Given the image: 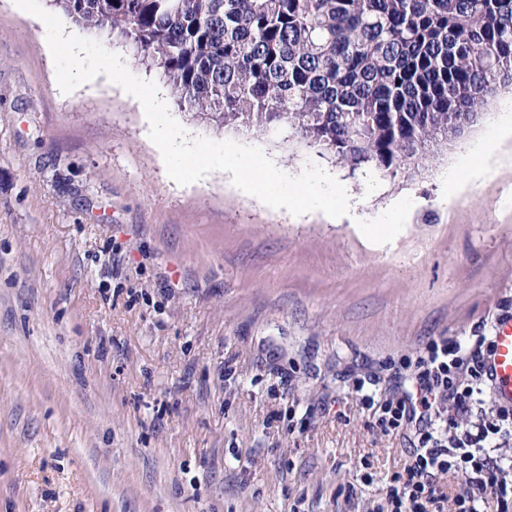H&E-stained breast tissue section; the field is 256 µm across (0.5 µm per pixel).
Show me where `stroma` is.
<instances>
[{
	"label": "stroma",
	"instance_id": "35a3bbf8",
	"mask_svg": "<svg viewBox=\"0 0 512 512\" xmlns=\"http://www.w3.org/2000/svg\"><path fill=\"white\" fill-rule=\"evenodd\" d=\"M192 137L312 162L376 217L273 210L216 171L167 174L141 103L105 76L70 93L42 20L0 0V512H384L414 425L384 429L435 341L512 317V91L396 179L350 170L288 131L219 130L172 102ZM491 141L486 177L448 169ZM463 435L500 405L482 381Z\"/></svg>",
	"mask_w": 512,
	"mask_h": 512
}]
</instances>
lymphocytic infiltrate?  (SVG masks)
Returning a JSON list of instances; mask_svg holds the SVG:
<instances>
[{
    "instance_id": "1",
    "label": "lymphocytic infiltrate",
    "mask_w": 512,
    "mask_h": 512,
    "mask_svg": "<svg viewBox=\"0 0 512 512\" xmlns=\"http://www.w3.org/2000/svg\"><path fill=\"white\" fill-rule=\"evenodd\" d=\"M486 342V337L480 336L472 343H432L420 364L421 395L417 403H401L392 408L390 425L399 426L402 419L415 416L431 420L441 395L452 401L458 416H468L474 401V384L483 376L480 353ZM501 431V424H489L448 447L433 431L423 430L405 479L388 491L390 512H425L426 502L433 500L436 493V475L449 470L460 473L475 487L474 492L456 496L457 512H512V481L505 476L506 471L512 470V460L491 457L487 451L493 436Z\"/></svg>"
}]
</instances>
